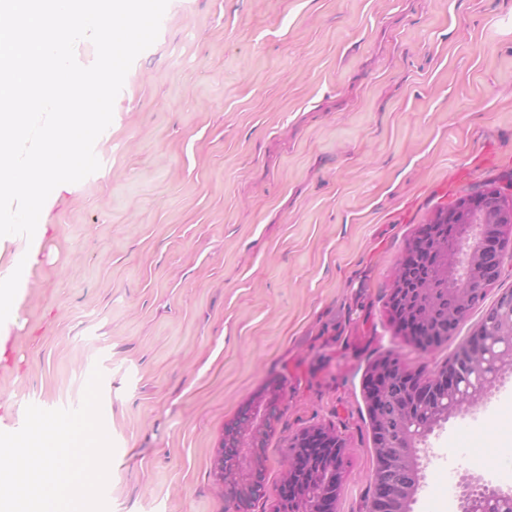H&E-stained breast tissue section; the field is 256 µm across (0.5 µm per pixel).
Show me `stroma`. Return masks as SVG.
Segmentation results:
<instances>
[{
    "mask_svg": "<svg viewBox=\"0 0 512 512\" xmlns=\"http://www.w3.org/2000/svg\"><path fill=\"white\" fill-rule=\"evenodd\" d=\"M5 323L0 431L75 408L93 369L114 445L109 512H224V429L270 383L274 512L288 438L345 444L336 512H368L366 370L448 362L485 310L423 353L388 312L423 224L512 182V0H169ZM412 512L463 481L512 489V373L420 446Z\"/></svg>",
    "mask_w": 512,
    "mask_h": 512,
    "instance_id": "obj_1",
    "label": "stroma"
}]
</instances>
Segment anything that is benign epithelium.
<instances>
[{
    "mask_svg": "<svg viewBox=\"0 0 512 512\" xmlns=\"http://www.w3.org/2000/svg\"><path fill=\"white\" fill-rule=\"evenodd\" d=\"M451 224L456 228L457 243L439 245V277L445 281L454 300L452 316L460 320L475 301L501 278L502 256L512 249V196L504 198L498 189L458 201L437 213L422 226L409 248L402 264L413 258L419 239L430 232L433 225ZM432 308L428 293L420 291L411 316L395 321L396 335L410 346L428 352L448 342L453 334V323L441 329L431 325L427 315ZM499 327V335L508 344L512 355V292L501 294L494 308L486 311ZM484 350V329L478 326L468 340L458 348L459 358L475 365ZM394 367L382 359L366 372L363 389L367 404L377 457L375 484L369 512H406L417 486L408 481L419 466L414 435L408 433L394 442L390 431L381 424L383 402L393 377ZM457 367L449 364L438 369H424L411 374L402 388L397 409L405 412L420 400L435 395H448L457 383ZM282 400V386L268 390L266 397L251 403L224 431L219 446L215 472L224 485V512H251L252 504L266 495L263 481L264 438L276 422ZM312 441L326 448L325 472L312 473L317 479L325 475L319 498L307 501L296 492L292 508H276L275 512H336V502L344 484V442L336 433L323 427H314L289 436L286 478H293L299 452ZM487 498L512 501V491L481 484H465L459 495V512H481L480 503Z\"/></svg>",
    "mask_w": 512,
    "mask_h": 512,
    "instance_id": "7a95c632",
    "label": "benign epithelium"
}]
</instances>
